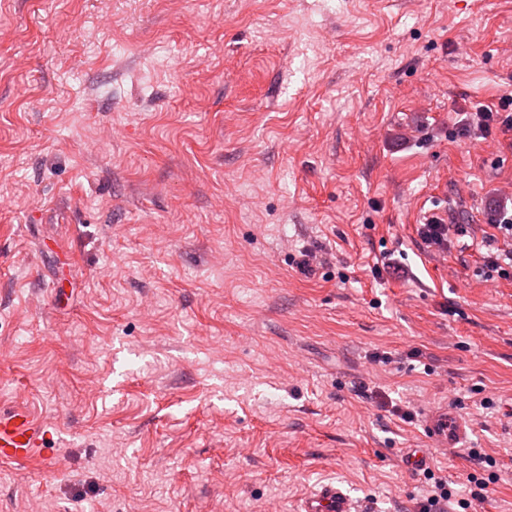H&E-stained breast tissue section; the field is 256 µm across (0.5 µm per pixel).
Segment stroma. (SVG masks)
I'll return each instance as SVG.
<instances>
[{
  "label": "stroma",
  "mask_w": 512,
  "mask_h": 512,
  "mask_svg": "<svg viewBox=\"0 0 512 512\" xmlns=\"http://www.w3.org/2000/svg\"><path fill=\"white\" fill-rule=\"evenodd\" d=\"M510 92L512 0H0V408L55 457L0 512H512V145L457 134ZM489 225L495 233L486 235L481 245L477 244L486 249L483 258L487 279H512V249L496 246L499 240L512 241V212L499 213L498 219ZM463 224H439L436 221H427L419 224L418 236L428 248L446 249L450 243L451 235L465 236L467 229ZM464 419L446 409L430 411L423 422V429L433 448H460L468 437ZM299 512H362L367 510L344 487L326 483L314 493L304 497Z\"/></svg>",
  "instance_id": "35a3bbf8"
}]
</instances>
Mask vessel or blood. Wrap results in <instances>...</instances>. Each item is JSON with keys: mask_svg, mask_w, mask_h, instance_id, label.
<instances>
[{"mask_svg": "<svg viewBox=\"0 0 512 512\" xmlns=\"http://www.w3.org/2000/svg\"><path fill=\"white\" fill-rule=\"evenodd\" d=\"M423 429L434 448H458L468 437L466 421L445 409L430 411L424 419ZM49 440L47 424L26 404L17 402L0 409L1 466H20L32 461L51 466ZM299 512H363V505L344 487L330 482L304 497Z\"/></svg>", "mask_w": 512, "mask_h": 512, "instance_id": "obj_1", "label": "vessel or blood"}]
</instances>
